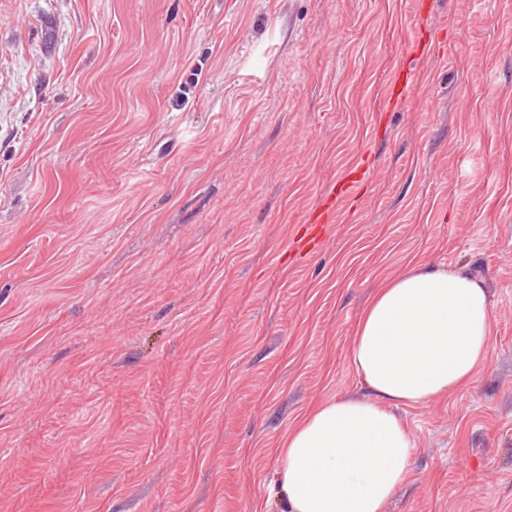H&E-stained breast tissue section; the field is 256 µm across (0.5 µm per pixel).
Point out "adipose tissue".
<instances>
[{"label": "adipose tissue", "mask_w": 512, "mask_h": 512, "mask_svg": "<svg viewBox=\"0 0 512 512\" xmlns=\"http://www.w3.org/2000/svg\"><path fill=\"white\" fill-rule=\"evenodd\" d=\"M494 329L488 292L464 270L417 264L377 288L351 362L368 397L315 405L290 429L269 483L287 512H384L411 472L416 438L397 407L467 388Z\"/></svg>", "instance_id": "adipose-tissue-1"}]
</instances>
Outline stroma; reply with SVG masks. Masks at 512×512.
Instances as JSON below:
<instances>
[{"label": "stroma", "mask_w": 512, "mask_h": 512, "mask_svg": "<svg viewBox=\"0 0 512 512\" xmlns=\"http://www.w3.org/2000/svg\"><path fill=\"white\" fill-rule=\"evenodd\" d=\"M416 2L0 0V512H284V434L361 394L358 317L420 262L495 329L400 408L385 512H512V0H427L425 55ZM417 80L418 73L416 68H396L388 78L383 100L390 103L393 97H398L405 91L411 89Z\"/></svg>", "instance_id": "35a3bbf8"}]
</instances>
